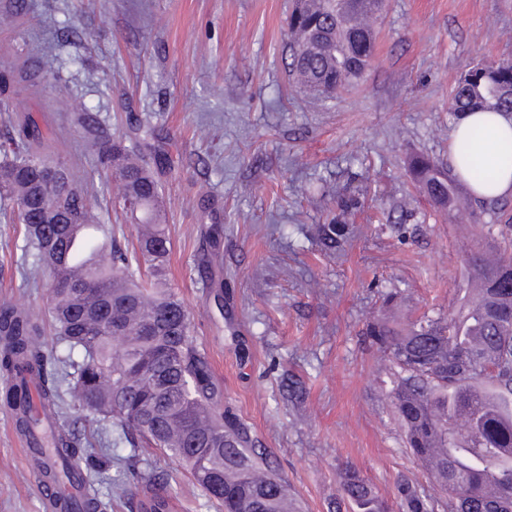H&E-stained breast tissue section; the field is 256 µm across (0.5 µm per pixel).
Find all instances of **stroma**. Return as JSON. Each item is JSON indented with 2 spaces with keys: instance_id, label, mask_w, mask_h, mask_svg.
<instances>
[{
  "instance_id": "35a3bbf8",
  "label": "stroma",
  "mask_w": 512,
  "mask_h": 512,
  "mask_svg": "<svg viewBox=\"0 0 512 512\" xmlns=\"http://www.w3.org/2000/svg\"><path fill=\"white\" fill-rule=\"evenodd\" d=\"M9 17L0 0V61L16 48L54 44L73 95L106 116L160 129L170 171L160 181L172 240L171 286L190 310L224 397L276 458L299 512H327L339 472L354 466L382 495L398 477L434 486L409 456L388 391L390 364L363 336L396 291V311L446 316L465 296L472 246L512 224V196L479 201L451 219L407 171L416 152L450 160L448 100L468 64L512 60V0H386L363 80L321 100L288 72L284 22L292 0H28ZM14 115L31 112L54 157L104 200L117 190L82 149L52 88L19 83ZM362 191L341 252L313 234L336 198ZM224 218L221 263L235 310L216 324L194 265L198 203ZM403 224H395L398 215ZM23 225L0 224V305L43 310L47 273L22 279ZM305 399L284 397L283 378ZM108 455L167 474L174 512H219L175 459L102 436ZM31 460L0 408V512H45Z\"/></svg>"
}]
</instances>
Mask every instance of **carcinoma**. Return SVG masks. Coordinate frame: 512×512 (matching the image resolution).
Returning a JSON list of instances; mask_svg holds the SVG:
<instances>
[{
	"mask_svg": "<svg viewBox=\"0 0 512 512\" xmlns=\"http://www.w3.org/2000/svg\"><path fill=\"white\" fill-rule=\"evenodd\" d=\"M376 0H295L288 17L289 75L312 95H331L357 83L373 58ZM18 80L50 84L69 93L50 50L26 51L25 65H0V110L9 111ZM72 119L83 150L95 158L118 188L119 207L135 228L128 249L105 223L101 207L73 168L50 158L37 120L28 115L0 134V223L22 217L19 245L26 269L49 273L44 311L0 305V372L14 383L0 392L13 408L19 434L32 428L30 389L40 384L42 405L58 410L64 386L71 389L73 422H108L120 441L145 443L174 457L208 499L224 512H292L287 485L275 461L230 405L218 384L185 303L169 286L171 254L162 189L136 144L112 136L108 119L79 99ZM448 111L512 113V60L462 70ZM483 129H472L456 146L469 181L491 182L492 172L474 160ZM55 176H46V166ZM415 186L450 213L467 204L450 170L423 153L407 163ZM200 280L224 282L213 262L224 236L210 200H201ZM319 243L331 253L349 234L334 218L316 226ZM472 295L448 319L427 314L406 322L391 313L392 295L363 335L393 367L389 399L405 430V447L438 495L426 496L410 479L396 481V512H512V225L500 241L480 247L469 259ZM52 325L66 355L46 352L43 336ZM81 465V481L106 469L108 460L70 431L57 438L47 476ZM500 473L497 487L483 472ZM109 496L127 498L132 485L148 490L136 512H173L171 499L155 492L168 478L125 468ZM341 497L328 512H391L375 488L356 471L339 474Z\"/></svg>",
	"mask_w": 512,
	"mask_h": 512,
	"instance_id": "1",
	"label": "carcinoma"
}]
</instances>
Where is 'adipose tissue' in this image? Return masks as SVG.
Instances as JSON below:
<instances>
[{
    "instance_id": "ef3b65f1",
    "label": "adipose tissue",
    "mask_w": 512,
    "mask_h": 512,
    "mask_svg": "<svg viewBox=\"0 0 512 512\" xmlns=\"http://www.w3.org/2000/svg\"><path fill=\"white\" fill-rule=\"evenodd\" d=\"M480 126L487 134L486 148L482 153L485 164L495 170L492 182L476 186L472 194L476 199L487 201L512 195V165L501 159V147L512 143V114L507 112H465L456 121L452 136L460 138L469 129Z\"/></svg>"
}]
</instances>
